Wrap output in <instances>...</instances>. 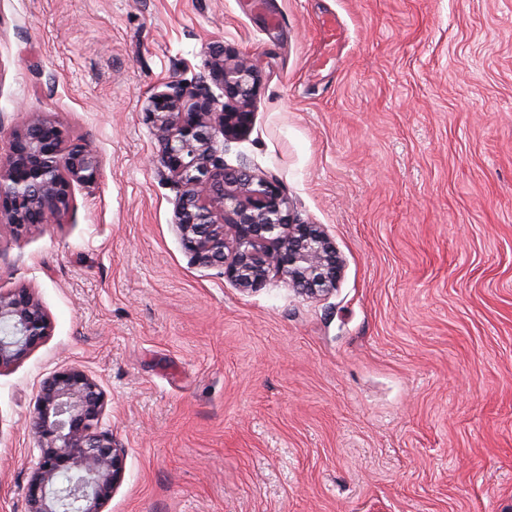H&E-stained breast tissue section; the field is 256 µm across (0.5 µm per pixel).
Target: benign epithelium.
<instances>
[{
	"label": "benign epithelium",
	"mask_w": 512,
	"mask_h": 512,
	"mask_svg": "<svg viewBox=\"0 0 512 512\" xmlns=\"http://www.w3.org/2000/svg\"><path fill=\"white\" fill-rule=\"evenodd\" d=\"M224 92L168 81L151 94L146 117L159 144L157 162L183 187L175 224L192 262L220 266L224 279L256 291L282 276L302 294L335 289L343 258L321 225L299 220L280 182L245 168L224 166L216 135L231 142L253 122L259 75L246 56L208 62ZM101 175L91 144L57 122L31 120L0 159V216L20 231L52 223L72 188L95 186ZM38 298L26 288L0 291V371L24 361L51 334ZM105 393L78 368L40 384L30 430L38 462L27 484V512H105L123 476L124 450L100 429Z\"/></svg>",
	"instance_id": "obj_1"
}]
</instances>
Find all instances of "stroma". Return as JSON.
I'll return each mask as SVG.
<instances>
[{
	"mask_svg": "<svg viewBox=\"0 0 512 512\" xmlns=\"http://www.w3.org/2000/svg\"><path fill=\"white\" fill-rule=\"evenodd\" d=\"M218 47L259 71L224 161L322 225L333 291H244L182 245L145 108ZM31 119L101 176L0 223V290L52 322L0 372V512L73 366L125 450L106 512H512V0H0V157Z\"/></svg>",
	"mask_w": 512,
	"mask_h": 512,
	"instance_id": "obj_1",
	"label": "stroma"
}]
</instances>
